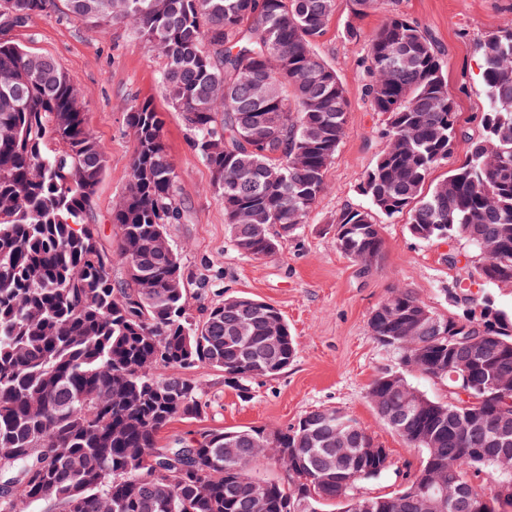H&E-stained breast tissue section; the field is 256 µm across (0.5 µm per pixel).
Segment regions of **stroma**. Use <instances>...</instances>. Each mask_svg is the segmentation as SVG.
<instances>
[{
    "instance_id": "obj_1",
    "label": "stroma",
    "mask_w": 512,
    "mask_h": 512,
    "mask_svg": "<svg viewBox=\"0 0 512 512\" xmlns=\"http://www.w3.org/2000/svg\"><path fill=\"white\" fill-rule=\"evenodd\" d=\"M400 6L440 47L460 120L474 123L485 106L477 44L512 19V0H401ZM349 11V0H337L318 46L350 101L345 134L326 172L327 188L299 235L264 259L245 257L234 248L224 205L210 190L211 173L190 147L180 115L157 83L162 60L130 26L113 25L102 34L58 12L34 19L9 38L55 58L82 92L88 125L106 159L91 206L102 237L113 238L112 208L128 182L134 141L127 112L134 101L150 100L165 119V143L186 210L184 222L170 225L168 233L186 273L205 283L203 297L189 301L192 313L245 295L278 308L295 338L297 354L288 368L252 380L245 395L228 386L219 369L201 365L192 370L207 406L197 418L174 421L165 441L211 429L284 428L309 411L335 406L387 448L388 471L362 486L364 492L384 494L404 486L406 469L418 468L424 452L390 431L367 398L374 377L397 363L396 354L371 336L369 316L396 288L411 290L436 314L451 315L454 307L446 290L453 272L444 256L451 249L467 255L471 248L464 241L419 240L411 235L406 217L399 216L382 219L384 250L369 273L337 252L334 219L344 207L364 205L358 186L386 144L383 117L372 112L363 88L367 43L341 36Z\"/></svg>"
}]
</instances>
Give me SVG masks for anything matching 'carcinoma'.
<instances>
[{
    "mask_svg": "<svg viewBox=\"0 0 512 512\" xmlns=\"http://www.w3.org/2000/svg\"><path fill=\"white\" fill-rule=\"evenodd\" d=\"M342 29L361 38L360 22L385 8L368 37L365 95L385 117L387 145L358 190L365 207L336 215V251L368 273L384 248L375 216H407L423 241L464 240L451 248L457 306L448 317L396 288L371 313V336L402 367L449 379L471 369L476 403L457 408L416 393L403 372H380L368 398L384 423L424 459L410 485L371 496L376 512H420L414 485L441 469L466 491L445 512H472L478 498L512 490L500 474L493 439H512V308L485 293L512 286V23L477 44L486 106L481 131L468 136L448 91L442 53L400 0H352ZM69 15L105 28L128 23L164 58L158 83L189 131L224 203L241 254H276L308 223L326 189L328 167L345 134L350 102L317 47L335 0H65ZM58 0H0V512H251L256 449L286 479L265 480L267 512H358L360 484L384 473L389 454L337 408L268 426L206 430L173 445L161 434L206 407L201 384L183 371L206 364L240 391L279 374L296 355L282 313L259 300L224 299L188 307L193 281L177 249L149 250L180 224L177 172L153 104L130 107L135 148L125 192L112 210L107 247L90 206L105 159L80 95L51 57L6 39ZM463 160L432 189L431 172L460 140ZM485 421L471 423L465 413ZM363 448L377 456L362 459Z\"/></svg>",
    "mask_w": 512,
    "mask_h": 512,
    "instance_id": "cac0c4a2",
    "label": "carcinoma"
}]
</instances>
